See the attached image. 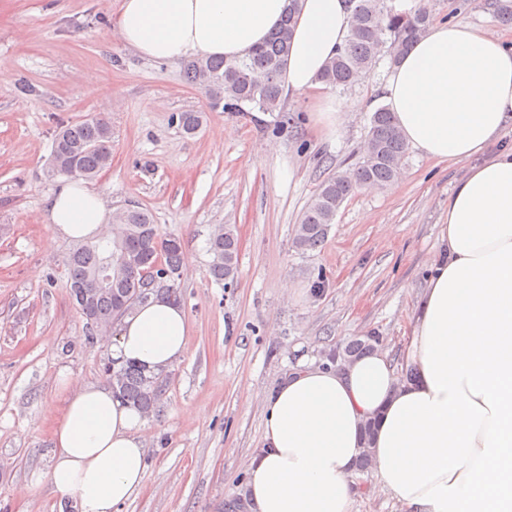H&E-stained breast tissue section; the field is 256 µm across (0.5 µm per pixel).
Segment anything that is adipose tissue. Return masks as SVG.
Listing matches in <instances>:
<instances>
[{
  "label": "adipose tissue",
  "mask_w": 512,
  "mask_h": 512,
  "mask_svg": "<svg viewBox=\"0 0 512 512\" xmlns=\"http://www.w3.org/2000/svg\"><path fill=\"white\" fill-rule=\"evenodd\" d=\"M290 0H120L116 28L140 56L235 60L279 25ZM348 0H300L285 72L310 94L325 137L344 119L318 80L343 45ZM382 99L407 145L468 163L439 224L399 358L376 351L343 366L300 364L263 401V446L247 464L249 512H352V480L370 453L380 492L402 512H512V36L439 22L393 67ZM110 212L83 181L62 184L49 220L71 240L100 234ZM187 317L162 298L125 315L113 358L151 372L186 351ZM372 442H364L365 422ZM146 421L102 384L71 386L53 433V512H116L144 485Z\"/></svg>",
  "instance_id": "ef3b65f1"
}]
</instances>
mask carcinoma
Masks as SVG:
<instances>
[{"label":"carcinoma","mask_w":512,"mask_h":512,"mask_svg":"<svg viewBox=\"0 0 512 512\" xmlns=\"http://www.w3.org/2000/svg\"><path fill=\"white\" fill-rule=\"evenodd\" d=\"M352 20L347 39L328 61L319 81L329 87H348L362 81L380 58L396 64L411 44L427 31L431 14L422 4L410 11H397L387 0H349ZM298 0H291L288 13L267 40L241 59H194L184 65L187 83L203 89L212 107L226 112H281L284 75L290 49ZM112 128L103 116L60 127L55 135L51 173L93 178L111 161ZM407 145L392 112L375 109L368 131L363 160L354 168L327 177L297 226L295 245L309 250L321 244L343 203L363 188L383 187L399 174ZM121 241L132 247L136 262L129 275L112 272L108 289L101 290L95 272L109 242ZM213 256L210 274L217 281L234 279L238 268V238L234 227L222 225L208 239ZM69 295L85 320L89 340L97 328L115 317L119 295H137L143 303L158 294L178 300L177 289L153 287L162 272L179 274L181 249L168 246L151 212L131 205L112 214V236L76 244L68 253ZM379 337L371 334L356 339L334 353L346 361L375 350ZM113 393L145 416L160 412L168 389V376L148 374L134 364L112 361L107 374Z\"/></svg>","instance_id":"obj_1"}]
</instances>
